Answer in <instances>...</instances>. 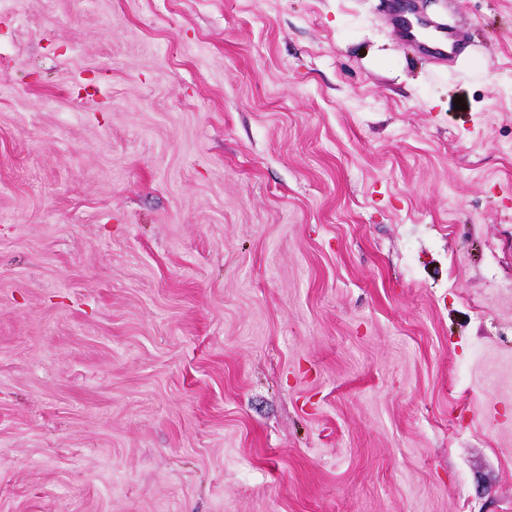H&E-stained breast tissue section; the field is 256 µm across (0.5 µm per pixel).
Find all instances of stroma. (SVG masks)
<instances>
[{"label":"stroma","mask_w":512,"mask_h":512,"mask_svg":"<svg viewBox=\"0 0 512 512\" xmlns=\"http://www.w3.org/2000/svg\"><path fill=\"white\" fill-rule=\"evenodd\" d=\"M392 2L0 0V512H512V0ZM393 19L400 28L401 34L405 40L428 53L441 56L452 55L456 53L459 47V41L455 32L452 30L448 29L447 33L441 39L423 41L417 37L413 22L408 19L403 12H393Z\"/></svg>","instance_id":"stroma-1"}]
</instances>
